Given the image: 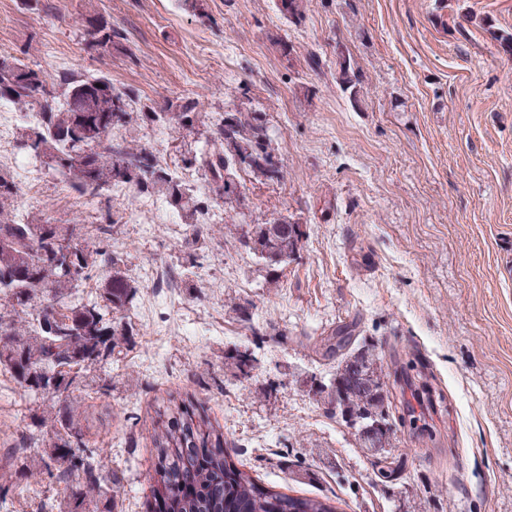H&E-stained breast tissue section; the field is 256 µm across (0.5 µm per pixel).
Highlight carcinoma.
Wrapping results in <instances>:
<instances>
[{"mask_svg": "<svg viewBox=\"0 0 512 512\" xmlns=\"http://www.w3.org/2000/svg\"><path fill=\"white\" fill-rule=\"evenodd\" d=\"M304 2L277 0V8L297 24ZM83 26L91 49L110 50L122 39L119 29L94 13L85 16ZM336 80L351 96L362 93L358 76L344 57ZM1 100L36 111L39 119L23 146L67 179L79 197L92 200L113 185L161 197L181 214L189 231L186 248L193 252L207 235L198 215L210 203L221 201L233 211L249 206L240 172L264 181L283 177L281 155L263 113L250 107L226 112L209 123L192 101L183 98L169 100L159 109L144 104L136 112L131 92L106 76L66 71L50 83L41 71L13 56H0ZM139 120L190 133L207 126L215 147L189 150L182 154V166L172 167L147 144L113 134V129H126ZM182 169L200 174L210 195L201 197ZM19 193L11 171L0 168V372L42 400L34 426L43 436L18 438L15 447L31 448L33 453L23 471L0 475V501H18L23 482L38 476L64 486V492L60 500L40 501L36 512H114L120 480L105 471L100 449L86 439V410L76 392L95 382L96 367L130 343L134 328L124 312L138 286L111 251L117 221H23L14 205ZM235 228L238 241L270 267L288 264L305 236L303 225L285 215ZM64 238L75 244L67 262L57 258ZM103 268L105 283L99 295L76 297L78 288ZM336 377L345 381L343 418L358 428L362 447H369L360 429L363 422L379 418L382 427L375 433L383 447L390 444L392 422L413 423V412L383 393L385 383L367 353L345 354ZM417 389L426 400L444 402L425 377H418ZM152 442L158 459L149 476L153 512H337L319 498L275 491L239 468L220 425L187 398L170 397L158 406Z\"/></svg>", "mask_w": 512, "mask_h": 512, "instance_id": "1", "label": "carcinoma"}]
</instances>
